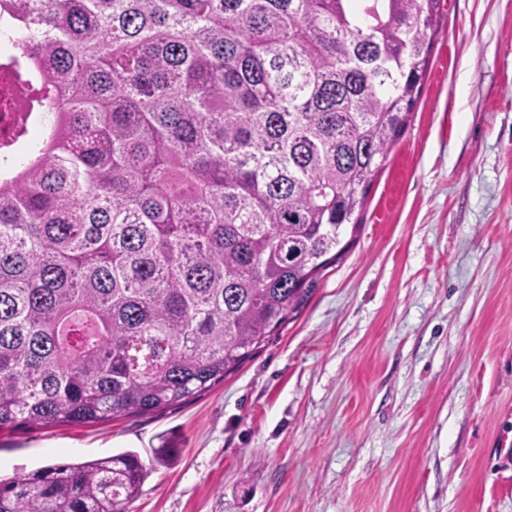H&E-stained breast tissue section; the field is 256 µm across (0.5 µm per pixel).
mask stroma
<instances>
[{"mask_svg":"<svg viewBox=\"0 0 512 512\" xmlns=\"http://www.w3.org/2000/svg\"><path fill=\"white\" fill-rule=\"evenodd\" d=\"M342 239L212 391L0 432V477L130 444L147 475L128 512H512V0H443L412 119Z\"/></svg>","mask_w":512,"mask_h":512,"instance_id":"1","label":"stroma"}]
</instances>
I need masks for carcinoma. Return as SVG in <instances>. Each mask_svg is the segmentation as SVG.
Returning a JSON list of instances; mask_svg holds the SVG:
<instances>
[{
	"label": "carcinoma",
	"instance_id": "1",
	"mask_svg": "<svg viewBox=\"0 0 512 512\" xmlns=\"http://www.w3.org/2000/svg\"><path fill=\"white\" fill-rule=\"evenodd\" d=\"M441 0H0L51 74L0 185V430L184 406L308 301L415 110ZM125 451L0 478V512H123Z\"/></svg>",
	"mask_w": 512,
	"mask_h": 512
}]
</instances>
